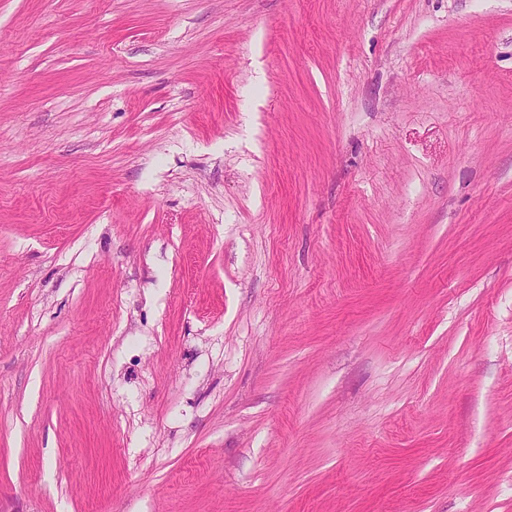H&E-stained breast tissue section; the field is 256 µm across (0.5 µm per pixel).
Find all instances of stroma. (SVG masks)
I'll list each match as a JSON object with an SVG mask.
<instances>
[{
  "mask_svg": "<svg viewBox=\"0 0 512 512\" xmlns=\"http://www.w3.org/2000/svg\"><path fill=\"white\" fill-rule=\"evenodd\" d=\"M0 512H512V0H0Z\"/></svg>",
  "mask_w": 512,
  "mask_h": 512,
  "instance_id": "obj_1",
  "label": "stroma"
}]
</instances>
